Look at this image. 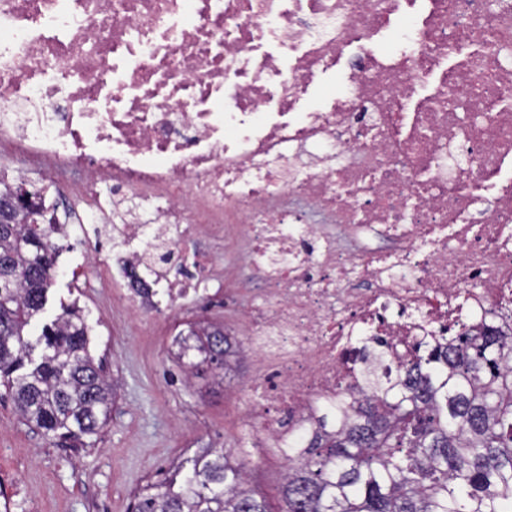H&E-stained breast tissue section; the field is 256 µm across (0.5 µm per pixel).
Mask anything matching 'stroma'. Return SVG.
Returning a JSON list of instances; mask_svg holds the SVG:
<instances>
[{"label": "stroma", "instance_id": "stroma-1", "mask_svg": "<svg viewBox=\"0 0 512 512\" xmlns=\"http://www.w3.org/2000/svg\"><path fill=\"white\" fill-rule=\"evenodd\" d=\"M119 247L88 259L81 242H57L54 280L28 330L36 341L65 306L80 307L90 327V350L116 389L112 417L87 445L73 448L24 424L11 399L0 401V504L9 512H132L147 481L173 477L199 448L232 449L246 439L244 408L256 366L242 358L234 372L187 375L175 337L188 326L234 325L241 316L225 296L257 290L235 270L219 273L205 299L185 297L165 312L131 315L122 302ZM254 483L271 512H280L283 464L252 456Z\"/></svg>", "mask_w": 512, "mask_h": 512}]
</instances>
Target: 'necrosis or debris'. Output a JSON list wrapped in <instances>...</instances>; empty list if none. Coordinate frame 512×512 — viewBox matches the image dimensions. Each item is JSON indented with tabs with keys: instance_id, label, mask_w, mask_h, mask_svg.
Wrapping results in <instances>:
<instances>
[{
	"instance_id": "1",
	"label": "necrosis or debris",
	"mask_w": 512,
	"mask_h": 512,
	"mask_svg": "<svg viewBox=\"0 0 512 512\" xmlns=\"http://www.w3.org/2000/svg\"><path fill=\"white\" fill-rule=\"evenodd\" d=\"M1 142L147 204L118 229L134 311L205 288L215 257L179 242L242 240L260 454L361 346L392 373L512 315V0H0ZM37 203L48 239L107 244Z\"/></svg>"
}]
</instances>
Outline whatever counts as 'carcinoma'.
Listing matches in <instances>:
<instances>
[{
  "mask_svg": "<svg viewBox=\"0 0 512 512\" xmlns=\"http://www.w3.org/2000/svg\"><path fill=\"white\" fill-rule=\"evenodd\" d=\"M0 197V386L26 424L80 441L107 424L113 393L89 352L82 310L67 306L33 346L25 339L55 268L45 229ZM192 372L222 370L238 344L215 328L179 333ZM332 420L288 440L281 512H512V329L463 331L401 364L393 381L367 369ZM249 454L203 448L181 481L150 482L135 512H269L250 485Z\"/></svg>",
  "mask_w": 512,
  "mask_h": 512,
  "instance_id": "1",
  "label": "carcinoma"
}]
</instances>
